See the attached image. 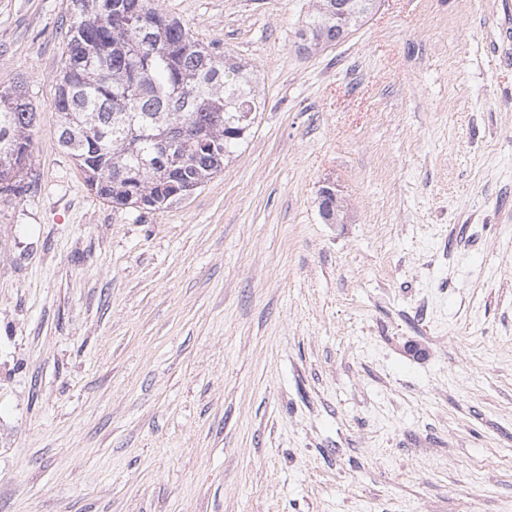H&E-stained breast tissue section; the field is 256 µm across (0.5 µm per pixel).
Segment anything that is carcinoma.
<instances>
[{"mask_svg": "<svg viewBox=\"0 0 512 512\" xmlns=\"http://www.w3.org/2000/svg\"><path fill=\"white\" fill-rule=\"evenodd\" d=\"M55 110L60 145L118 209L161 211L224 169L261 100L254 73L216 57L155 0H75ZM378 0H319L298 32L318 47L364 25ZM36 111L0 90V192L17 193Z\"/></svg>", "mask_w": 512, "mask_h": 512, "instance_id": "obj_1", "label": "carcinoma"}]
</instances>
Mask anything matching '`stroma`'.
<instances>
[{
  "label": "stroma",
  "instance_id": "35a3bbf8",
  "mask_svg": "<svg viewBox=\"0 0 512 512\" xmlns=\"http://www.w3.org/2000/svg\"><path fill=\"white\" fill-rule=\"evenodd\" d=\"M315 2L157 0L264 106L149 212L58 142L71 0H0L37 112L0 197V512H512V0H381L304 52Z\"/></svg>",
  "mask_w": 512,
  "mask_h": 512
}]
</instances>
